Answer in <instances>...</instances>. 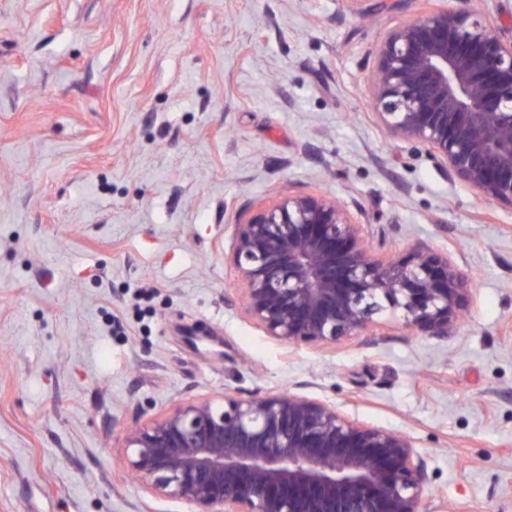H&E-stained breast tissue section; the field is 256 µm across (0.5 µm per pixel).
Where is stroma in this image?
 <instances>
[{
  "label": "stroma",
  "instance_id": "stroma-1",
  "mask_svg": "<svg viewBox=\"0 0 512 512\" xmlns=\"http://www.w3.org/2000/svg\"><path fill=\"white\" fill-rule=\"evenodd\" d=\"M369 4L0 0V512H194L143 494L123 436L227 389L408 436L428 512H512V207L377 121L376 46L425 2ZM286 189L468 269L456 333L266 336L224 252Z\"/></svg>",
  "mask_w": 512,
  "mask_h": 512
}]
</instances>
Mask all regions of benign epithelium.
<instances>
[{
  "label": "benign epithelium",
  "instance_id": "benign-epithelium-1",
  "mask_svg": "<svg viewBox=\"0 0 512 512\" xmlns=\"http://www.w3.org/2000/svg\"><path fill=\"white\" fill-rule=\"evenodd\" d=\"M460 2L386 33L368 98L391 134L512 207V22ZM367 228L333 197L290 191L238 220L225 258L244 314L285 345L334 346L386 311L419 335H454L470 275L425 244L377 257ZM124 448L146 496L196 512H427L410 438L291 391L181 403L128 431Z\"/></svg>",
  "mask_w": 512,
  "mask_h": 512
}]
</instances>
